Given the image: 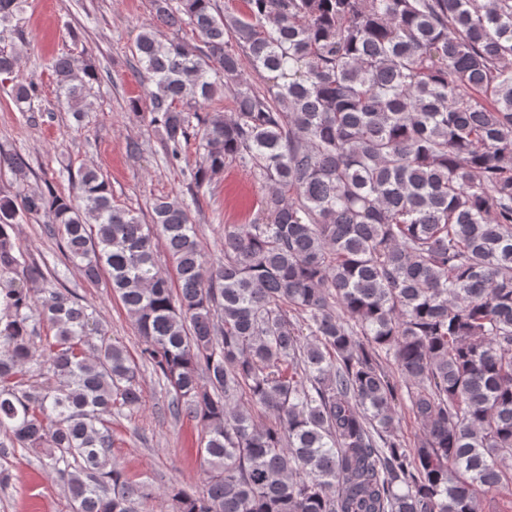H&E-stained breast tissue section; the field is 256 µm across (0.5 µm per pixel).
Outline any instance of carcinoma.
<instances>
[{
  "label": "carcinoma",
  "instance_id": "obj_1",
  "mask_svg": "<svg viewBox=\"0 0 512 512\" xmlns=\"http://www.w3.org/2000/svg\"><path fill=\"white\" fill-rule=\"evenodd\" d=\"M25 0H0V25ZM150 0L195 40L136 38L149 125L166 161L201 150L189 196L151 220L112 201L95 169L72 193L0 199L1 448L39 450L72 512H135L141 483L111 464L112 416L140 408L141 367L169 413L201 427L206 485L169 487L171 512H505L512 505V0ZM267 73H242V58ZM58 99L91 110L97 68L53 60ZM31 112L38 86L12 88ZM220 95L228 115L202 114ZM237 162L268 186L209 261L198 191ZM48 232L102 273L141 337L140 361L23 251ZM163 241L176 281L162 275ZM54 331L40 338V326ZM393 357L399 379L382 367ZM405 405L422 427L408 445ZM273 418L256 422L253 409Z\"/></svg>",
  "mask_w": 512,
  "mask_h": 512
}]
</instances>
